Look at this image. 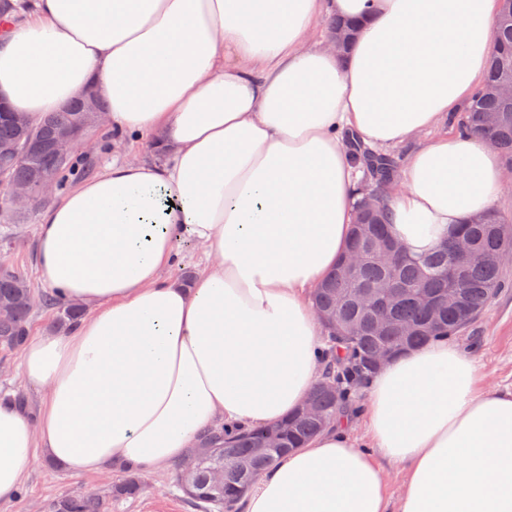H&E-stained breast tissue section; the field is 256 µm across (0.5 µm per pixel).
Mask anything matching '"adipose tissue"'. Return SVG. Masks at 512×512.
<instances>
[{
  "label": "adipose tissue",
  "instance_id": "ef3b65f1",
  "mask_svg": "<svg viewBox=\"0 0 512 512\" xmlns=\"http://www.w3.org/2000/svg\"><path fill=\"white\" fill-rule=\"evenodd\" d=\"M500 0H28L0 17V100L31 125L86 88L108 100L113 158L39 214L43 286L82 306L31 337L20 372L38 422L0 396V503L37 455L73 474L154 472L209 430L261 427L325 372L312 293L336 266L360 170L346 134L411 150L390 231L436 249L495 206L484 138L448 131L481 84ZM325 15L363 25L344 51ZM187 229L202 259L170 276ZM466 350L427 344L382 367L345 414L264 473L245 512H512V389ZM362 422V437L354 424ZM406 490L387 493L384 464Z\"/></svg>",
  "mask_w": 512,
  "mask_h": 512
}]
</instances>
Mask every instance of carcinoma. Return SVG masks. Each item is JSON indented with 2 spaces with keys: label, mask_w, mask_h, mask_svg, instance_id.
<instances>
[{
  "label": "carcinoma",
  "mask_w": 512,
  "mask_h": 512,
  "mask_svg": "<svg viewBox=\"0 0 512 512\" xmlns=\"http://www.w3.org/2000/svg\"><path fill=\"white\" fill-rule=\"evenodd\" d=\"M495 40L484 83L466 110L463 129L487 137L512 166V97L501 93L505 78L512 77V0H501ZM86 103L74 100L59 112L48 114L38 126L19 123L12 112H0V175L7 180L35 184L47 169L56 172L63 186L75 171V155L58 158L49 148L54 132L66 124L88 125ZM363 168L369 172L375 194L372 206L357 201L347 251L359 252L363 264L355 278L342 273L344 261L314 292V306L336 313V326L325 327L329 364L308 400L324 419L309 418L303 410L273 424L281 433V447L262 448L267 428H222L202 438L205 447L192 454L199 457L196 470L176 480L188 498L209 512H232L242 495L261 474L283 457L302 447L345 409L349 391L366 386L377 370L371 359L384 346L399 355L434 340L456 335L473 323L490 299L506 286L501 256L512 251V218L494 209L466 222L461 233L474 247L476 259L450 267L451 244L422 255H412L389 269L378 262L376 251L393 241L387 231L386 185L389 173L399 163L392 157L358 146ZM33 292L22 274L13 268L0 271V305L11 316L0 320V346L19 348L29 336L34 310ZM41 305L62 308L59 325L77 321L84 310L62 306L56 293L42 296ZM234 459L224 461V445ZM146 487L139 477L116 486L113 496L130 498ZM105 503L95 493L65 495L51 504V512H104Z\"/></svg>",
  "instance_id": "1"
}]
</instances>
